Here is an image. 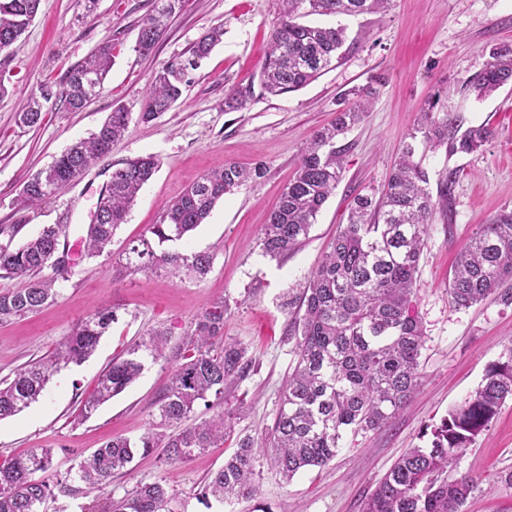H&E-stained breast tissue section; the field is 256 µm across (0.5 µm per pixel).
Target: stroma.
<instances>
[{"label": "stroma", "mask_w": 512, "mask_h": 512, "mask_svg": "<svg viewBox=\"0 0 512 512\" xmlns=\"http://www.w3.org/2000/svg\"><path fill=\"white\" fill-rule=\"evenodd\" d=\"M155 0H99L84 14L79 0H42L28 31L0 52V69L11 76L0 98V224H18L22 242L44 225L67 219L66 247L74 260L59 279L58 299L37 314L0 323V373L50 355L86 316L109 307L117 318L95 353L81 365L61 369L46 395L18 415L0 421V460L30 448L53 449L59 471H66L115 436L136 437L156 412L155 402L172 376L175 361L147 363L125 391L100 406L86 421H76L83 401L113 358L153 328L167 329L179 345L194 316L217 298L231 313L224 334L248 350L255 365L225 399L236 411V437L261 440L274 425L296 341L292 318L282 306L289 291L304 287L340 224L346 223L354 194L382 189L418 108L435 103L464 126H486L494 133L481 151L448 155L445 148L419 147L430 189L454 175L447 213L436 214L426 239L414 284L413 305L424 342L423 378L396 419L379 431L346 433L335 458L324 468L298 473L283 482L260 464L257 498L227 505L203 498L202 487L235 448L224 447L166 465L161 450L134 461L115 476L112 494L121 497L138 483L159 481L172 500L171 512H361L366 497L408 450L421 446V434L449 409L473 393L489 363L512 344V305L489 298L459 307L448 296V276L458 252L479 225L512 210V85L485 99L472 86L482 67L481 50L512 42V0H390L375 13L309 16L314 25L346 29V60L299 90L273 96L257 92L237 112L224 109V94L256 86L266 61L280 0H186L152 53L137 52L138 26ZM224 37L191 74L181 99L157 119L139 118L151 74L187 56L212 26ZM112 44V67L104 89L79 112L45 103V121L32 128L16 116L45 87L59 89L67 73L103 42ZM382 76L364 120L349 131L343 178L322 207L308 239L281 260L263 255L258 236L279 193L295 172L314 132L336 116L338 96ZM132 114L127 131L111 153L81 177L30 211L19 224L20 191L77 139L95 131L112 108ZM154 155L160 167L144 185L126 224L112 241L111 255L85 257L80 242L114 169ZM227 162L261 167L263 178L225 196L205 224L178 243L181 251L214 253L210 272L147 278L121 268L115 257L129 242L147 235L165 206L210 170ZM457 473L476 478L480 487L465 512H512V399L460 455Z\"/></svg>", "instance_id": "obj_1"}]
</instances>
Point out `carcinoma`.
<instances>
[{
	"label": "carcinoma",
	"instance_id": "cac0c4a2",
	"mask_svg": "<svg viewBox=\"0 0 512 512\" xmlns=\"http://www.w3.org/2000/svg\"><path fill=\"white\" fill-rule=\"evenodd\" d=\"M42 0H0V50L18 41L39 13ZM185 0H156L152 13L138 30L136 48L151 53L166 31L168 20ZM388 0H282L273 28L270 52L260 74L261 90L282 95L312 83L346 58L344 28L307 25L310 15L372 13ZM224 35V27L207 30L190 55L169 61L150 78L140 119L149 122L170 110L198 68ZM112 66V43L103 42L67 74L62 88L45 89L42 98L55 97L68 112H79L103 87ZM383 80L341 95L344 108L336 121L316 131L307 144L295 174L283 188L261 230L259 247L278 259L293 252L309 235L317 215L342 180V153L336 139L356 125ZM512 84V44L490 47L474 84L485 98ZM254 95L253 87L224 95V111L235 112ZM43 108L33 101L19 113L21 124L33 127ZM130 112L118 105L89 137L68 147L46 169L34 174L20 192L24 210L33 209L83 175L126 132ZM492 137L484 126L462 128L448 112L433 105L420 110L408 132L388 184L381 192L353 197L347 223L339 226L322 260L307 278L301 294L288 296L293 310L297 362L288 375L274 426L265 435L269 462L289 482L309 467L324 468L336 455L347 432L380 430L395 419L422 380L420 364L423 331L412 306L413 285L433 215L448 210L454 176L429 188L427 172L415 159L416 143L441 145L451 154L475 153ZM151 155L112 171L106 201L99 204L84 238L86 256L102 255L112 245L138 192L158 171ZM260 177V171L226 163L204 174L162 213L145 236L128 244L122 267L146 276L177 275L185 269L202 278L214 257L206 252L165 250L168 242L183 241L210 216L219 200ZM64 225L43 227L15 248L0 247V271L26 280L22 288L0 293V322L39 312L59 296L57 279L67 271L69 256L60 250ZM50 269L51 276L43 275ZM455 305L469 307L490 295L512 305V211L482 224L459 252L448 280ZM226 300L198 313L177 350L178 365L156 402L157 414L142 435L132 440L116 436L77 464L58 472L51 448H33L0 464V512H44L57 495L71 497L107 494L102 512H170V495L159 481L142 482L120 498L106 489L113 474L130 466L136 456L163 448L162 463L186 462L230 437L231 413L185 424L199 404H224V391L244 381L253 359L240 343L224 338ZM115 320L105 308L88 316L48 358L31 361L0 379V420L12 417L43 395L61 368L80 365L97 349ZM167 332L153 330L142 341L112 360L81 409L88 417L98 406L122 393L142 374L145 363L166 357ZM512 399V344L490 363L478 388L448 410L439 423L423 432L426 443L408 449L364 501L362 512H463L478 481L468 474L449 477L459 455L492 422L506 399ZM256 452L249 437L239 439L224 466L211 474L203 495L224 504L254 497ZM52 473V481L37 477Z\"/></svg>",
	"mask_w": 512,
	"mask_h": 512
}]
</instances>
